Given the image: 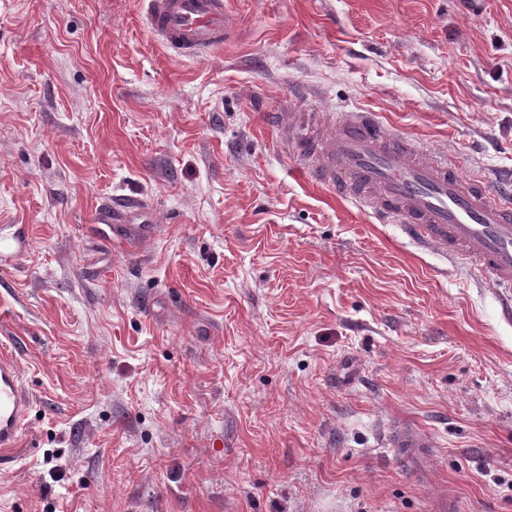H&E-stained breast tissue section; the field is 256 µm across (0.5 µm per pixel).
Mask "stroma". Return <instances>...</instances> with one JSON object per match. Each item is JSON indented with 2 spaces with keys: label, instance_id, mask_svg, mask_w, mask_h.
I'll use <instances>...</instances> for the list:
<instances>
[{
  "label": "stroma",
  "instance_id": "1",
  "mask_svg": "<svg viewBox=\"0 0 512 512\" xmlns=\"http://www.w3.org/2000/svg\"><path fill=\"white\" fill-rule=\"evenodd\" d=\"M224 3L194 58L139 0H0V242L30 240L0 351L33 398L0 512H512L497 288L274 124L357 107L512 176V0Z\"/></svg>",
  "mask_w": 512,
  "mask_h": 512
}]
</instances>
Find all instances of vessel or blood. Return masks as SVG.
Here are the masks:
<instances>
[{"label": "vessel or blood", "instance_id": "1", "mask_svg": "<svg viewBox=\"0 0 512 512\" xmlns=\"http://www.w3.org/2000/svg\"><path fill=\"white\" fill-rule=\"evenodd\" d=\"M148 29L162 43L200 56L223 44L230 26L224 0H142ZM281 136L296 146L300 168L408 238L470 264L512 298V192L491 199L488 183L388 132L361 109L333 115L280 112ZM30 397L16 361L0 356V447L17 442Z\"/></svg>", "mask_w": 512, "mask_h": 512}]
</instances>
